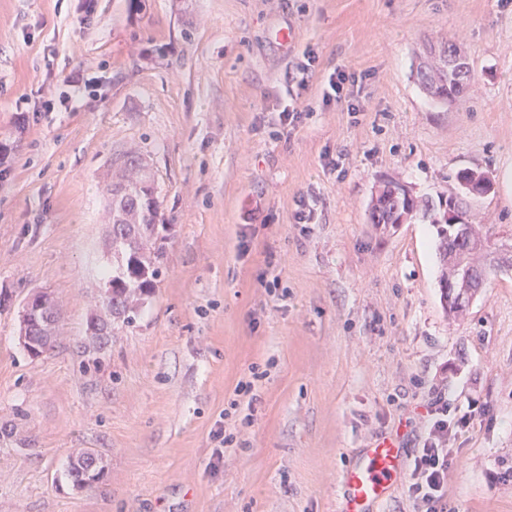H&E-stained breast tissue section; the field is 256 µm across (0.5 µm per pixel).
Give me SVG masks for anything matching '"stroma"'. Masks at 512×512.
Listing matches in <instances>:
<instances>
[{
	"label": "stroma",
	"mask_w": 512,
	"mask_h": 512,
	"mask_svg": "<svg viewBox=\"0 0 512 512\" xmlns=\"http://www.w3.org/2000/svg\"><path fill=\"white\" fill-rule=\"evenodd\" d=\"M82 2L0 0V512H337L349 462L384 436L414 454L440 393L476 413L448 440L450 512H512V271L450 318L437 225L369 219L382 180L434 200L468 168L494 182L476 223L512 245V0ZM439 43L473 68L461 101L419 83ZM72 72L93 96L41 111ZM133 150L161 275L93 359L106 175ZM39 289L59 338L34 360ZM81 451L105 465L83 491ZM57 317V309L48 291H37L24 302L18 342L33 359L41 357L49 348Z\"/></svg>",
	"instance_id": "obj_1"
}]
</instances>
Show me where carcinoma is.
Here are the masks:
<instances>
[{"label":"carcinoma","mask_w":512,"mask_h":512,"mask_svg":"<svg viewBox=\"0 0 512 512\" xmlns=\"http://www.w3.org/2000/svg\"><path fill=\"white\" fill-rule=\"evenodd\" d=\"M446 55L448 47L443 45L434 54L435 64L420 71L422 84L434 88L433 99L439 103L462 98L466 88V84L448 76ZM108 192L112 197V262L116 263L112 276L107 279L112 284V299L106 303L102 293H97L99 309L91 316L101 322L110 316L130 325L144 296L151 293L160 276L162 252L157 246L160 204L155 195L154 180L146 172L142 160L133 155L127 157L123 174L109 185ZM419 211L432 217V223H438L440 209L431 200L420 202L409 198L402 186L388 182L375 197L370 217L378 218L380 224H394L403 215ZM438 235L444 264L442 281H456L464 291L475 292L480 286L479 281L471 283L459 277L462 261L478 263L486 280L496 271L498 261L495 258L481 253H448V225H440Z\"/></svg>","instance_id":"cac0c4a2"}]
</instances>
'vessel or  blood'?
<instances>
[{
  "label": "vessel or blood",
  "mask_w": 512,
  "mask_h": 512,
  "mask_svg": "<svg viewBox=\"0 0 512 512\" xmlns=\"http://www.w3.org/2000/svg\"><path fill=\"white\" fill-rule=\"evenodd\" d=\"M405 464L399 442L374 440L343 473L344 512H380L394 484L402 478Z\"/></svg>",
  "instance_id": "1"
}]
</instances>
